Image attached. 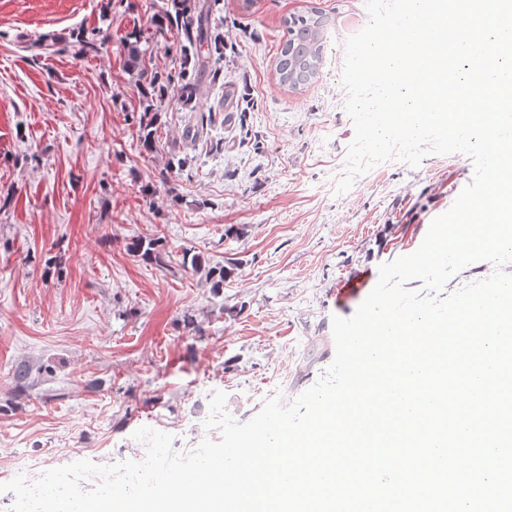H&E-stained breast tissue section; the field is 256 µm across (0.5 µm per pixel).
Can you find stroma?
Segmentation results:
<instances>
[{"label":"stroma","mask_w":512,"mask_h":512,"mask_svg":"<svg viewBox=\"0 0 512 512\" xmlns=\"http://www.w3.org/2000/svg\"><path fill=\"white\" fill-rule=\"evenodd\" d=\"M310 6L334 23L319 80L294 94L277 79L278 47L284 18ZM154 11V0H0V469L15 448L134 460L142 426L181 454L213 392L239 422L270 389L294 399L334 359L332 316L359 306L337 301L339 281L415 252L473 178L468 156L431 154L376 165L336 194L354 136L340 20L368 23L366 0H224L220 80L203 78L196 111L166 100L146 151L122 39L141 29L150 71L176 65ZM94 27L110 33L106 50L79 53L74 32ZM47 34L57 52L35 47ZM199 124L203 140L184 142ZM185 153L192 166L168 171ZM140 237L159 239L157 260L128 251ZM188 253L204 269L184 268ZM230 259L238 274L213 291L207 267Z\"/></svg>","instance_id":"obj_1"}]
</instances>
